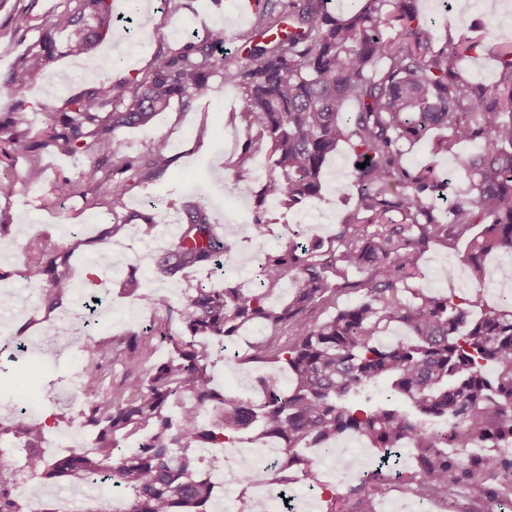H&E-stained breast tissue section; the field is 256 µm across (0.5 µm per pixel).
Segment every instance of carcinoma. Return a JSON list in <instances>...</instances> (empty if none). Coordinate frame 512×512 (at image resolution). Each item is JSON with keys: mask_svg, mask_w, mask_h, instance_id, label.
<instances>
[{"mask_svg": "<svg viewBox=\"0 0 512 512\" xmlns=\"http://www.w3.org/2000/svg\"><path fill=\"white\" fill-rule=\"evenodd\" d=\"M328 4L264 0L242 35L246 56L216 53L227 34L212 28L200 46L189 41L156 55L138 81L67 99L48 112L52 123L13 134L0 151L6 159L33 157L50 143L64 154L87 156L78 180L64 179L75 190L101 181L111 165L108 204L115 213L125 208L130 180H152L171 164L165 141L133 158L124 154L115 131L148 123L175 99L202 95L210 73L219 70L243 98L232 114L240 154L226 188L250 190L246 165L262 145L274 156L256 193V234L267 223L266 203L294 207L320 195L323 166L339 143L349 146L356 163V201L336 233V247L291 242L261 252L255 289H193L182 301V332H162L168 358L127 375L117 396L99 399L104 362L116 353L113 343L77 340L84 353L82 387L90 397L86 424L97 429L96 446L46 459L39 453L43 426L19 411L0 435L24 440L28 472L114 484L128 492L127 512H208L209 470L223 466L242 441L280 440L286 484L289 470L318 465L296 449L333 450L352 435L383 452L380 465L387 471L372 478L376 491L392 479V452L410 448L416 495L450 499L468 486L499 502L512 499V456L498 452L512 443V305L485 307L473 320L471 300L408 285L415 278L413 255L431 243H452L478 225L483 229L463 258L475 282L486 279L485 254L512 256V45L496 48L503 77L487 87L460 75L476 44L461 40L434 49L416 0H363L339 15ZM111 26L112 0H79L76 11L45 20L38 47L21 57L19 71L0 75V96L23 107L27 79L46 75L54 60L55 33L67 34L72 51L87 53ZM348 102L356 111H344ZM433 130L448 131L436 140L437 153H451L462 141L485 145L479 156L457 157L466 195L446 215L434 200L450 183L432 164H411L402 149ZM254 131L264 144L254 140ZM39 179L35 165L22 180L0 176V196ZM184 215L183 231L161 262L166 274L222 265L237 251V240L216 233L204 204L185 205ZM162 216L131 212L123 224L139 220L149 236ZM350 268L370 271L366 300L321 323L304 317L351 287ZM45 275V305L55 310L68 290L66 278L52 258L27 269L36 285ZM288 276L298 283L295 296L279 310L267 307L268 295ZM141 299L156 312L173 310L164 293ZM255 320L272 334L254 338L249 360L276 362L292 372L289 389L258 378L259 403L217 391L211 371L224 359V341ZM391 328L407 335L385 344L381 336ZM155 330L130 332L122 353L152 360ZM283 334L291 339L281 345L277 337ZM138 437L145 445L137 452H118ZM16 472L11 459L0 458V512H22L9 492Z\"/></svg>", "mask_w": 512, "mask_h": 512, "instance_id": "carcinoma-1", "label": "carcinoma"}]
</instances>
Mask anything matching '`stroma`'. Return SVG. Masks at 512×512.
<instances>
[{
    "instance_id": "stroma-1",
    "label": "stroma",
    "mask_w": 512,
    "mask_h": 512,
    "mask_svg": "<svg viewBox=\"0 0 512 512\" xmlns=\"http://www.w3.org/2000/svg\"><path fill=\"white\" fill-rule=\"evenodd\" d=\"M77 5L78 0H0V74L11 70L20 54L37 45L38 26L44 18ZM418 6L439 48L448 44L451 29L462 17H471L469 31L477 48L462 74L488 86L498 83L502 70L494 48L512 43V0H454L449 11L441 0H418ZM496 7L501 9L502 19L489 34L482 17ZM23 14L29 27L19 33L15 27ZM112 15V34L92 55L72 52L66 36L56 35L58 54L47 76L28 82L25 110L32 128L45 124L47 107L61 106L65 99L110 80H135L149 69L157 53L178 50L190 40H203L207 31L223 20L224 0H143L136 6L129 5L128 0H112ZM117 44L129 58L128 67L123 69L112 66L111 49ZM241 105L239 91L226 85L222 73L216 71L202 96L186 104L173 102L149 125L116 131V139L130 156L146 154L162 139L172 158L162 176L133 182L128 194V210L146 213L155 204L166 215L148 237L140 234L135 223L127 225L123 234H112L116 218L106 206L107 185L87 187L82 194L61 189L59 177L77 178L84 157L65 156L47 146L35 159H16V176H24L33 163L40 167L42 176L39 183L20 186L16 194L0 197V292L29 297L28 302L0 309V341L22 336L27 345L21 354L0 353V425L8 423L16 396L23 394L35 401L30 416L44 426V445H51L57 433L70 435L80 446L91 441L94 430L83 416L86 398L69 384L81 365L75 339L89 334L98 339H119L140 326L166 319L165 313L146 308L137 296L128 293L125 282L129 275H136L144 290L165 291L177 299L186 289L199 286L220 288L229 283L250 289L259 250L276 249L293 240L331 243L354 204L349 148L339 146L328 163L319 198L290 209L269 207L265 234L255 237L250 225L255 215L254 193L225 189L238 154L237 134L229 119ZM189 201L205 203L220 233L236 238L239 249L224 268L187 270L171 277L163 273L157 257L172 249L184 219L182 205ZM37 235L56 242L58 268L72 287L68 301L53 311L45 307L41 295L32 294L31 283L20 275L29 260L26 245ZM470 246L471 239L465 236L453 245H434L419 255L417 286L441 296L502 305L505 296H512V281L495 278L477 285L461 262ZM104 249L112 256V270L106 274L97 270V256ZM84 291L101 299L98 321L89 328L84 325L85 309L78 303ZM268 331L265 323L254 321L239 332L230 343L231 357L213 368L216 387L256 401L261 397L255 387L257 377L271 375L280 385H289L290 376L279 364L245 359L251 337ZM52 381L59 382L60 387L55 397L49 398L45 387ZM378 459V449L363 448L353 456L354 472L348 476L332 459H324L314 473L294 472L288 492L314 502L316 512H355L361 497L370 501L372 512H512V505L489 502L468 487L460 488L451 502L438 496H417L406 479L414 467L409 452L399 462L402 478L391 480L382 493H374L372 486H361L360 478L375 470ZM239 462L235 454L224 466L236 479L216 489L211 503L216 512H245L246 501L264 497L273 488L271 477L245 475Z\"/></svg>"
}]
</instances>
